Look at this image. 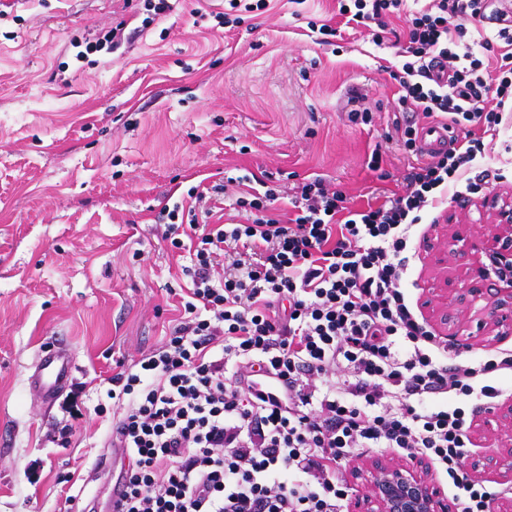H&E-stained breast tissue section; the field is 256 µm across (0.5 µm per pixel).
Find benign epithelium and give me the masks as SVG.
<instances>
[{
  "instance_id": "7a95c632",
  "label": "benign epithelium",
  "mask_w": 512,
  "mask_h": 512,
  "mask_svg": "<svg viewBox=\"0 0 512 512\" xmlns=\"http://www.w3.org/2000/svg\"><path fill=\"white\" fill-rule=\"evenodd\" d=\"M487 213L483 228L474 231L459 224L452 235L455 253L465 259L460 281H447L432 289L436 316L448 322V305L465 312L485 302L486 320L480 330L490 341L512 335V201L485 197L478 202ZM480 432L500 440L495 455H471L470 470L494 474L512 481V404L500 405L486 413ZM351 477L364 489L357 498L356 512H452V504L430 475L423 459L400 464L387 457L356 462Z\"/></svg>"
}]
</instances>
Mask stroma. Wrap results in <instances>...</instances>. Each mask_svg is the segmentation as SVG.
<instances>
[{
	"label": "stroma",
	"instance_id": "stroma-1",
	"mask_svg": "<svg viewBox=\"0 0 512 512\" xmlns=\"http://www.w3.org/2000/svg\"><path fill=\"white\" fill-rule=\"evenodd\" d=\"M224 0H183L147 21L145 0H0V512H69V496L104 503L95 477L112 428L104 378L164 341L189 280L187 251L159 224L191 187L256 177L283 196L322 176L351 202L395 191L415 164L391 139L405 18L374 43L365 30L321 41L337 0H267L224 23ZM119 48L88 50L115 26ZM371 124L349 121L350 92ZM382 159L380 171L368 162ZM478 169L500 170L488 194H512V124ZM477 197H445L417 231L405 289L429 318L431 287L461 273L431 247L459 224L486 222ZM435 326L448 360L491 344ZM67 342L82 418L43 403L27 377L36 353ZM75 432L68 447L59 435Z\"/></svg>",
	"mask_w": 512,
	"mask_h": 512
}]
</instances>
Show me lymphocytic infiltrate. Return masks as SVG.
<instances>
[{
	"label": "lymphocytic infiltrate",
	"instance_id": "obj_1",
	"mask_svg": "<svg viewBox=\"0 0 512 512\" xmlns=\"http://www.w3.org/2000/svg\"><path fill=\"white\" fill-rule=\"evenodd\" d=\"M486 0H430L409 13L398 105L463 130L421 159L418 126L395 123L419 161L400 190L353 207L320 176L278 204L274 189L238 191L245 223L188 221L195 260L183 313L160 347L112 375L119 415L110 445L119 512H345L340 466L366 452L424 457L461 512H490L494 491L466 468L471 428L501 396L512 352L449 363L448 343L404 288L411 241L428 207L465 182L487 138L512 121V30L461 50L463 19ZM404 0H345L346 23L373 41Z\"/></svg>",
	"mask_w": 512,
	"mask_h": 512
}]
</instances>
